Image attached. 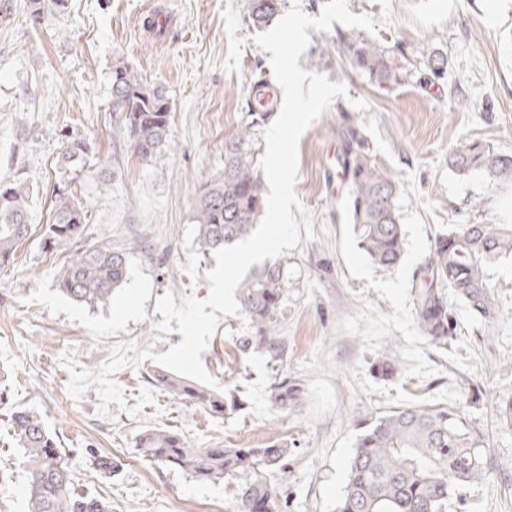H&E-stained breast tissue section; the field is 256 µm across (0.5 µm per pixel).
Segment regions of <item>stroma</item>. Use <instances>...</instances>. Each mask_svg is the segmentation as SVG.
Wrapping results in <instances>:
<instances>
[{
	"mask_svg": "<svg viewBox=\"0 0 512 512\" xmlns=\"http://www.w3.org/2000/svg\"><path fill=\"white\" fill-rule=\"evenodd\" d=\"M246 0H65L44 23L29 19V0H0V186L32 187L31 236L10 267L0 269V512H27V471L9 415L39 412L69 450L82 491L111 499L114 512H230L224 481H200L144 460L136 449L138 419L88 390L68 393L71 370L97 375L114 346L135 342L162 354L182 340L156 331V300L207 299L213 256L198 246L195 201L224 173V142L248 122L251 86L272 79L269 53L254 43ZM353 14L375 21L374 41L402 72L383 86L349 68L344 27L310 31L299 59L307 71L343 83L345 96L305 131L298 147L295 192L313 215L315 241L300 242L279 262L288 277L279 333L281 358L242 353L251 335L247 313L222 316L202 355L206 370L242 409L221 419L156 391L144 416L196 447L295 443L287 479H274L284 512H338L349 461L364 421L414 404L466 407L488 436L489 482L466 491L448 512H512V426L497 397L512 394V255L486 269L500 315L481 320L451 300L458 335L431 344L414 319L413 294L436 236L448 226L512 224V180L448 166L465 140L512 156V0H348ZM447 61L433 78L431 56ZM128 64L171 106L170 137L150 161L139 160L115 124L112 68ZM466 108H459V101ZM354 114L376 163L400 184L405 231L401 263L385 271L358 249L347 216V182L332 128L339 110ZM86 138L96 176L68 179L59 164L66 133ZM70 185L89 213L86 239L46 252L56 191ZM109 243L128 255V273L111 305L76 303L57 289L65 260L86 246ZM396 348L401 375L384 379L372 364ZM300 380L293 411L269 401L275 378ZM482 399L470 404L473 388ZM112 456L118 469L103 482L82 462L85 448Z\"/></svg>",
	"mask_w": 512,
	"mask_h": 512,
	"instance_id": "obj_1",
	"label": "stroma"
}]
</instances>
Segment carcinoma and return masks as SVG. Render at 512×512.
I'll return each mask as SVG.
<instances>
[{"label": "carcinoma", "mask_w": 512, "mask_h": 512, "mask_svg": "<svg viewBox=\"0 0 512 512\" xmlns=\"http://www.w3.org/2000/svg\"><path fill=\"white\" fill-rule=\"evenodd\" d=\"M282 0H247L246 17L264 28L280 12ZM341 43L350 67L378 83L399 81L393 58L378 44L359 35H345ZM112 111L121 113V130L133 153L152 158L169 137L170 106L166 93L141 82L130 67L112 69ZM274 115V108L250 113L224 145V175L205 186L195 202L198 244L202 253L232 245L257 226L264 209V186L248 154L251 129ZM348 184L350 222L358 248L377 267L390 270L402 260L403 224L396 207L398 182L375 163L366 137L353 115L340 111L333 128ZM88 143L67 135L62 166L76 177L90 174ZM449 166L464 175L480 170L491 177H512V156L498 153L482 141L461 145L448 156ZM85 207L70 187L58 189L52 223L42 231L43 249L50 250L82 239L88 232ZM28 195L22 183L0 189V268L13 262L15 252L32 233L28 223ZM512 255V225L470 224L439 235L430 253L424 277L413 295L415 320L423 336L442 347L456 335L457 323L448 304L452 293L474 315L494 319L499 298L487 283L486 266L494 258ZM127 255L110 245L95 244L79 251L61 267L57 286L70 299L90 305H108L127 277ZM279 264L254 270L241 283L239 298L255 332L239 342L244 353L284 354L279 316L287 288ZM376 374L393 379L399 373V355L388 347L372 364ZM153 383L222 418L239 407L237 400L198 386L167 370H156ZM301 384L282 376L269 394L280 410L292 411L302 401ZM10 426L24 450L28 472V512H112V501L78 491L75 470L58 447L41 415L15 410ZM141 455L167 468H176L199 480H226L234 490L232 512H276L275 490L269 478L285 475L292 443L274 439L257 448H196L185 437L153 428L136 438ZM103 480L112 479V457L89 449L85 455ZM485 437L458 407L434 409L407 406L365 423L350 461L338 512H448V503L463 492L492 478Z\"/></svg>", "instance_id": "1"}]
</instances>
